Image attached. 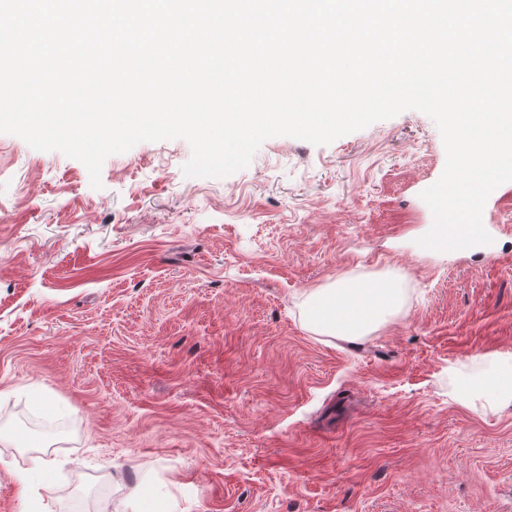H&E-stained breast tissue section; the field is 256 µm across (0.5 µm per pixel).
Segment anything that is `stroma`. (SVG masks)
Returning a JSON list of instances; mask_svg holds the SVG:
<instances>
[{
	"mask_svg": "<svg viewBox=\"0 0 512 512\" xmlns=\"http://www.w3.org/2000/svg\"><path fill=\"white\" fill-rule=\"evenodd\" d=\"M190 157L138 143L96 189L0 134V512H512V402L460 397L512 360V182L491 263L417 243L446 162L420 111L225 177ZM391 276L378 330L308 327L315 292Z\"/></svg>",
	"mask_w": 512,
	"mask_h": 512,
	"instance_id": "stroma-1",
	"label": "stroma"
}]
</instances>
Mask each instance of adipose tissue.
Segmentation results:
<instances>
[{
    "mask_svg": "<svg viewBox=\"0 0 512 512\" xmlns=\"http://www.w3.org/2000/svg\"><path fill=\"white\" fill-rule=\"evenodd\" d=\"M402 301L394 279L343 281L315 292L306 308L309 326L319 334L357 338L375 330Z\"/></svg>",
    "mask_w": 512,
    "mask_h": 512,
    "instance_id": "adipose-tissue-1",
    "label": "adipose tissue"
}]
</instances>
